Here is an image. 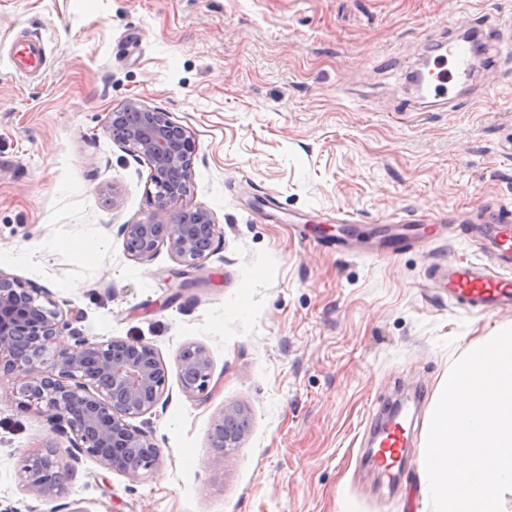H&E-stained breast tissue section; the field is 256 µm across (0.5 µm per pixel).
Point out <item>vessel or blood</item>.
<instances>
[{
  "mask_svg": "<svg viewBox=\"0 0 512 512\" xmlns=\"http://www.w3.org/2000/svg\"><path fill=\"white\" fill-rule=\"evenodd\" d=\"M472 54L471 44H450L447 58L436 62L429 72L426 93L447 101L449 107H456V100L448 96V87L468 79ZM11 61L22 73L40 69L46 61L41 37L30 35L15 41ZM474 236L481 245L482 258L441 264L434 272V286L439 294L448 296L465 311L491 316L512 313V217L496 216L494 222L476 228ZM405 441L404 427L391 429L381 443L377 465L385 470L397 467Z\"/></svg>",
  "mask_w": 512,
  "mask_h": 512,
  "instance_id": "1",
  "label": "vessel or blood"
}]
</instances>
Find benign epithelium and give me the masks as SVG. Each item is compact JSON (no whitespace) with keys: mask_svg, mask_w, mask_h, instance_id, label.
<instances>
[{"mask_svg":"<svg viewBox=\"0 0 512 512\" xmlns=\"http://www.w3.org/2000/svg\"><path fill=\"white\" fill-rule=\"evenodd\" d=\"M108 130L115 143L147 162L155 187L153 211L120 226L126 252L142 259L167 243L185 266L196 267L213 244L216 224L207 209L181 206L196 151L193 134L168 113L137 100L111 114ZM42 294L0 270V375H24L26 381L17 389L20 403L27 408L45 404L51 431L70 443L71 464L66 467L59 466L52 446L25 457L27 491L45 499L62 493L84 456L131 475L153 468L160 449L130 420L150 412L163 396L167 371L159 354L139 340L99 343L77 332L71 335L73 344L62 343L61 330L68 323L54 302L40 303ZM178 369L185 389L209 387L211 361L203 348H184ZM245 419L239 409H224L213 447H239Z\"/></svg>","mask_w":512,"mask_h":512,"instance_id":"1","label":"benign epithelium"}]
</instances>
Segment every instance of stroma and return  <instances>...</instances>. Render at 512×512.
<instances>
[{
  "instance_id": "1",
  "label": "stroma",
  "mask_w": 512,
  "mask_h": 512,
  "mask_svg": "<svg viewBox=\"0 0 512 512\" xmlns=\"http://www.w3.org/2000/svg\"><path fill=\"white\" fill-rule=\"evenodd\" d=\"M512 0H0V61L40 35L38 79L0 65V270L35 287L93 342L133 338L167 368L135 424L161 451L132 476L83 458L62 494L25 490L24 458L69 444L47 409L0 378V512H430L420 481L427 417L453 361L512 326L425 288L440 260L475 259L471 225L512 205V52L480 69L457 111L411 85L421 54L467 30L506 45ZM136 99L194 135L182 204L209 210L211 250L185 269L161 244L128 256L120 225L153 210L150 169L113 142ZM412 221L420 242L377 254L328 248ZM304 237L291 228L292 215ZM188 270L197 287L183 288ZM206 350L207 390L177 359ZM424 395L397 482L367 462L375 416ZM249 420L214 448L224 408Z\"/></svg>"
}]
</instances>
